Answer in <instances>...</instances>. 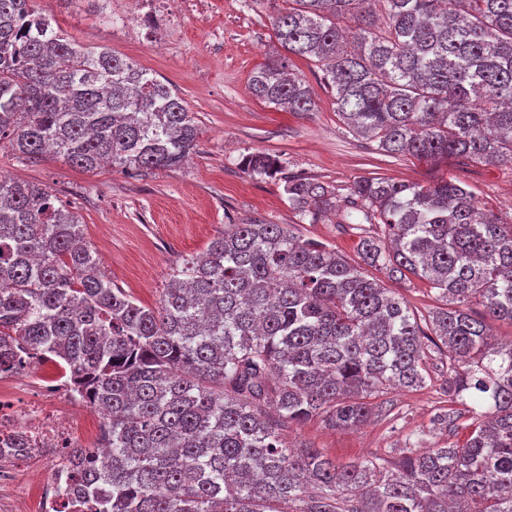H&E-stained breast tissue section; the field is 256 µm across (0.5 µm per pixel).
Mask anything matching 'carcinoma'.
<instances>
[{
  "instance_id": "1",
  "label": "carcinoma",
  "mask_w": 512,
  "mask_h": 512,
  "mask_svg": "<svg viewBox=\"0 0 512 512\" xmlns=\"http://www.w3.org/2000/svg\"><path fill=\"white\" fill-rule=\"evenodd\" d=\"M272 18L280 51L253 93L304 115L316 103L288 54L316 59L336 114L377 149L512 163V0H286ZM386 15L377 24L376 6ZM34 161L51 148L74 168L179 165L198 144L171 88L106 48L54 28L37 0H0V138ZM257 175L280 171L256 152ZM311 223L344 201L383 237L365 264L412 275L445 306L426 326L399 294L284 224H232L174 272L158 306L112 282L78 216L38 184L0 176V373L45 355L94 391L112 439L74 448L92 512H512V223L452 181L362 178L338 189L282 178ZM485 309L476 318L464 305ZM436 336L453 358L452 397L480 408L460 448L338 463L293 451L283 428L320 415L368 419L382 389L426 384Z\"/></svg>"
}]
</instances>
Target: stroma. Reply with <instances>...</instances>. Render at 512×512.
<instances>
[{
	"mask_svg": "<svg viewBox=\"0 0 512 512\" xmlns=\"http://www.w3.org/2000/svg\"><path fill=\"white\" fill-rule=\"evenodd\" d=\"M282 0H112V22L86 0H40L64 34L87 47H104L167 84L182 98L198 127V147L182 164L137 177L103 165L71 167L47 152L37 162L18 158L0 141V175L49 188L77 213L83 235L106 273L139 304L156 306L183 260L201 257L228 224L262 221L290 225L298 235L358 261L362 234L346 207L318 223L294 210L280 176H254L245 158L275 156L282 174L298 173L341 188L361 177H385L422 185L464 183L479 208L512 221V164H462L389 157L348 132L336 115L320 64L293 57L316 108L299 116L257 99L253 72L277 44L271 16ZM369 275L402 295L418 314L442 306L438 290L419 278L394 279L372 267ZM422 389L373 395V413L361 427L334 430L315 418L287 431L289 446H314L341 462L375 457L393 460L402 449L462 445L472 414L448 393V350H426ZM456 410L454 428L437 430V412Z\"/></svg>",
	"mask_w": 512,
	"mask_h": 512,
	"instance_id": "stroma-1",
	"label": "stroma"
}]
</instances>
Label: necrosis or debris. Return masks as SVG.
Returning a JSON list of instances; mask_svg holds the SVG:
<instances>
[{"instance_id": "1", "label": "necrosis or debris", "mask_w": 512, "mask_h": 512, "mask_svg": "<svg viewBox=\"0 0 512 512\" xmlns=\"http://www.w3.org/2000/svg\"><path fill=\"white\" fill-rule=\"evenodd\" d=\"M41 369L37 360L25 364L20 376L32 383L31 392L0 407V462L18 467L31 460L41 462L45 475L33 490L38 512H86L76 499L65 495L75 475L67 451L79 445L69 411L80 400L64 381L34 386ZM19 437L24 439L25 449L16 454L10 444Z\"/></svg>"}]
</instances>
